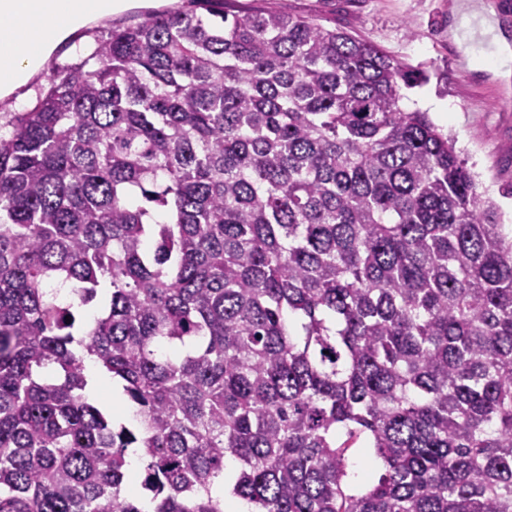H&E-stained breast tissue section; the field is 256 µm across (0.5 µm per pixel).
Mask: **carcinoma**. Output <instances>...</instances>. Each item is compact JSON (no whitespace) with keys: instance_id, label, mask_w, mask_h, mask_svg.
I'll return each instance as SVG.
<instances>
[{"instance_id":"cac0c4a2","label":"carcinoma","mask_w":512,"mask_h":512,"mask_svg":"<svg viewBox=\"0 0 512 512\" xmlns=\"http://www.w3.org/2000/svg\"><path fill=\"white\" fill-rule=\"evenodd\" d=\"M194 2L0 125V512H224L228 457L255 512H512V236L424 75ZM347 463L351 487L356 490L377 482L382 473V466L372 448H354L349 454Z\"/></svg>"}]
</instances>
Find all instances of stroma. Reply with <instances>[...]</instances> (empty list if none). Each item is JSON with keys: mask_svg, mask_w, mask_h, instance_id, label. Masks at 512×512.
<instances>
[{"mask_svg": "<svg viewBox=\"0 0 512 512\" xmlns=\"http://www.w3.org/2000/svg\"><path fill=\"white\" fill-rule=\"evenodd\" d=\"M460 0H229L232 11L255 6L340 26L424 70L428 81L409 90L407 109L427 112L456 139L479 190L512 228V76L488 65L489 50L470 64L451 27Z\"/></svg>", "mask_w": 512, "mask_h": 512, "instance_id": "obj_1", "label": "stroma"}]
</instances>
